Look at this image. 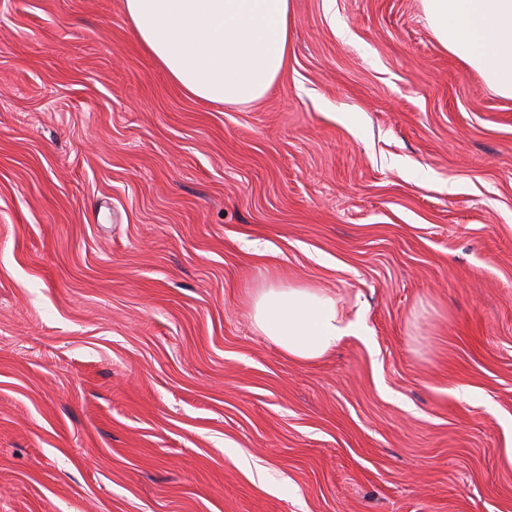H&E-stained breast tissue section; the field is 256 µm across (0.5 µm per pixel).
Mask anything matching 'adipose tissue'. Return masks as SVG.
I'll list each match as a JSON object with an SVG mask.
<instances>
[{
	"mask_svg": "<svg viewBox=\"0 0 512 512\" xmlns=\"http://www.w3.org/2000/svg\"><path fill=\"white\" fill-rule=\"evenodd\" d=\"M439 44L512 99V0H421ZM142 48L191 97L262 99L292 46L293 0H124ZM252 324L300 364L322 359L355 325L335 297L310 284L257 289Z\"/></svg>",
	"mask_w": 512,
	"mask_h": 512,
	"instance_id": "1",
	"label": "adipose tissue"
}]
</instances>
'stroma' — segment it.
I'll use <instances>...</instances> for the list:
<instances>
[{
  "instance_id": "35a3bbf8",
  "label": "stroma",
  "mask_w": 512,
  "mask_h": 512,
  "mask_svg": "<svg viewBox=\"0 0 512 512\" xmlns=\"http://www.w3.org/2000/svg\"><path fill=\"white\" fill-rule=\"evenodd\" d=\"M258 102L122 0H0V512H512V99L421 0H294ZM308 283L309 365L251 321ZM251 318L258 333L300 364L322 359L355 332L336 297L310 284L257 288Z\"/></svg>"
}]
</instances>
